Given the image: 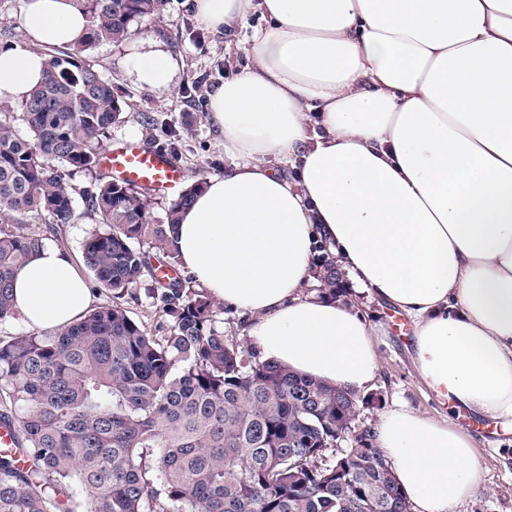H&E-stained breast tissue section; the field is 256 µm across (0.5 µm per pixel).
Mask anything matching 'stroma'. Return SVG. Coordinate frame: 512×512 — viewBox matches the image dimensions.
I'll list each match as a JSON object with an SVG mask.
<instances>
[{"label":"stroma","instance_id":"obj_1","mask_svg":"<svg viewBox=\"0 0 512 512\" xmlns=\"http://www.w3.org/2000/svg\"><path fill=\"white\" fill-rule=\"evenodd\" d=\"M262 23L261 16L254 14L214 31L197 23L184 0H167L158 18L134 22L135 33L127 41L101 43L84 52L85 62L111 82L122 107L110 144L133 141L151 149L171 142L179 155L181 180L177 188L153 194L152 223H165L181 189L223 175L224 142L207 119L209 95L228 71L245 64L244 49ZM157 48L171 50L175 57L173 81L166 88L140 83L129 66L133 53ZM95 222L83 201H76L74 221L47 241L69 254L84 277L89 271L81 245ZM346 298L368 324L378 357L374 385L361 394L353 428H374L383 413L398 403L449 422L472 438L484 472L482 489L455 512H512V429L454 408L422 382L412 361L413 326L406 316L364 292L350 290Z\"/></svg>","mask_w":512,"mask_h":512}]
</instances>
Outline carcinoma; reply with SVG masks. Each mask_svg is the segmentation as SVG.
I'll list each match as a JSON object with an SVG mask.
<instances>
[{
    "instance_id": "obj_1",
    "label": "carcinoma",
    "mask_w": 512,
    "mask_h": 512,
    "mask_svg": "<svg viewBox=\"0 0 512 512\" xmlns=\"http://www.w3.org/2000/svg\"><path fill=\"white\" fill-rule=\"evenodd\" d=\"M89 31L75 51L48 55L19 116L0 107V322L18 317L12 285L45 237L23 225L74 219L75 196L97 218L82 244L97 287L114 301L60 329L0 336V512H409L376 448L325 459L354 392L261 362L224 335L211 302L177 272V210L150 223V199L127 181L78 190L62 167L90 171L120 116L112 83L78 58L122 43L164 0H79ZM30 136L22 137L16 120ZM316 291L336 295L322 250ZM144 288L169 318L150 334L118 299Z\"/></svg>"
}]
</instances>
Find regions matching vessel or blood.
Segmentation results:
<instances>
[{
  "instance_id": "obj_1",
  "label": "vessel or blood",
  "mask_w": 512,
  "mask_h": 512,
  "mask_svg": "<svg viewBox=\"0 0 512 512\" xmlns=\"http://www.w3.org/2000/svg\"><path fill=\"white\" fill-rule=\"evenodd\" d=\"M105 167L117 179L158 191L172 188L181 177L168 154L134 142H124L109 149Z\"/></svg>"
}]
</instances>
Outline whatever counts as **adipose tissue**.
<instances>
[{"mask_svg": "<svg viewBox=\"0 0 512 512\" xmlns=\"http://www.w3.org/2000/svg\"><path fill=\"white\" fill-rule=\"evenodd\" d=\"M218 31L265 24L209 95L228 166L181 208V266L247 315L259 360L359 392L371 331L344 300L312 293L317 247L354 288L414 326L426 384L456 408L512 425V0H185ZM34 52H0V101L45 75V49L87 35L78 0H24ZM165 88L167 50L135 53ZM287 168L276 171L275 165ZM32 329L73 324L93 299L46 247L13 284ZM374 441L415 512H454L482 483L474 443L400 405Z\"/></svg>", "mask_w": 512, "mask_h": 512, "instance_id": "adipose-tissue-1", "label": "adipose tissue"}]
</instances>
